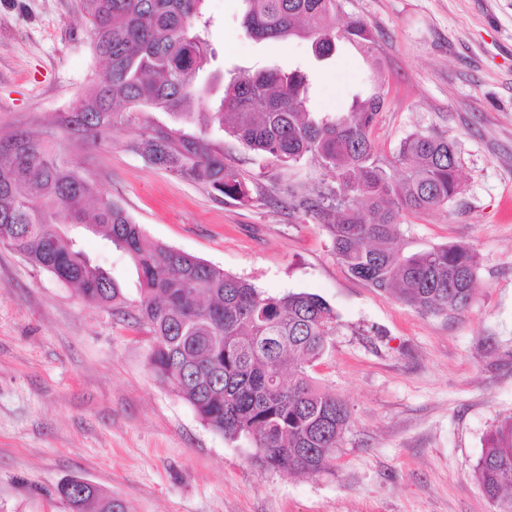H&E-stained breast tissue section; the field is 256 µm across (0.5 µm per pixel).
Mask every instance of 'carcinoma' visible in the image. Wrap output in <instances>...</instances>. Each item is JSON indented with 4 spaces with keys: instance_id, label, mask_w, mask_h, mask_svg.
<instances>
[{
    "instance_id": "carcinoma-1",
    "label": "carcinoma",
    "mask_w": 512,
    "mask_h": 512,
    "mask_svg": "<svg viewBox=\"0 0 512 512\" xmlns=\"http://www.w3.org/2000/svg\"><path fill=\"white\" fill-rule=\"evenodd\" d=\"M102 69L88 90L46 125L0 137V245L89 303H125L112 273L77 245L73 231L99 235L132 260L141 286L135 320L152 338L151 369L189 402L203 425L261 449L273 471L331 470L349 425L346 404L319 386L311 369L336 335V312L309 293L269 295L253 284L165 244L145 242L121 203L94 191L89 171L67 149L104 150L112 130L128 132L127 151L172 177L246 203L250 188L224 149L195 134L199 124L229 133L283 163L309 155L336 178V202L302 205L326 230L349 272L425 315L463 314L479 266L467 245L406 253L408 215L448 206L461 192L454 143L412 133L387 171L374 157L372 128L382 87L357 96L349 112L308 111L309 79L296 68L243 73L203 111L195 77L211 55L196 31L204 0H81ZM254 39L296 36L322 60L345 42L380 65L366 20L343 16L341 0H240ZM166 112L173 126L149 118ZM474 477L492 512H512V415L487 434ZM70 512H125L112 493L72 476L58 487Z\"/></svg>"
}]
</instances>
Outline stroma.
Wrapping results in <instances>:
<instances>
[{"instance_id":"1","label":"stroma","mask_w":512,"mask_h":512,"mask_svg":"<svg viewBox=\"0 0 512 512\" xmlns=\"http://www.w3.org/2000/svg\"><path fill=\"white\" fill-rule=\"evenodd\" d=\"M379 35L374 72L348 44L319 62L309 41L252 39L240 0H206L214 52L196 79L209 107L240 73L304 65L312 106L343 112L382 84L371 137L379 162L420 132L454 142L462 194L410 215L406 250L461 243L480 262L462 317L422 315L371 288L336 259L301 207L335 189L312 158L281 163L218 131L224 160L251 182L241 204L147 166L123 128L105 150L76 152L98 190L120 201L145 239L196 256L271 295L320 296L336 334L313 369L350 411L331 473L263 469L152 371L132 319L130 259L85 234L110 269L123 312L99 308L0 246V512H69L56 493L79 476L127 512H492L473 477L487 432L512 414V0H341ZM97 63L81 0H0V135L64 111Z\"/></svg>"}]
</instances>
